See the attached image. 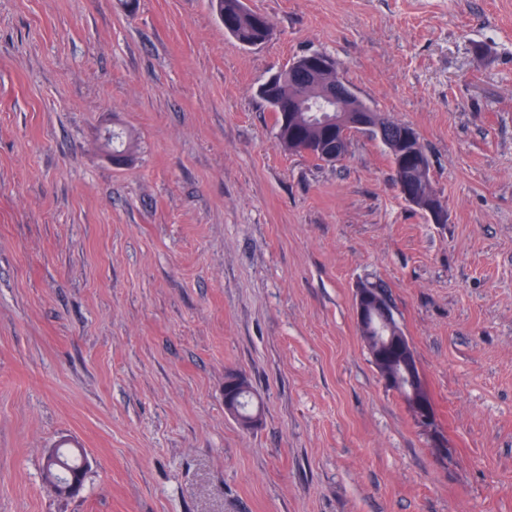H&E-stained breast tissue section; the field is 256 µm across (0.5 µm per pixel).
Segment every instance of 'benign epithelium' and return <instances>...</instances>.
I'll list each match as a JSON object with an SVG mask.
<instances>
[{
    "instance_id": "benign-epithelium-1",
    "label": "benign epithelium",
    "mask_w": 512,
    "mask_h": 512,
    "mask_svg": "<svg viewBox=\"0 0 512 512\" xmlns=\"http://www.w3.org/2000/svg\"><path fill=\"white\" fill-rule=\"evenodd\" d=\"M309 82L320 89V96L336 103L332 111L329 126L336 131L339 140L348 141L354 134H366L384 143L394 154L397 162L394 166L395 186L408 204L419 208L427 207V214L434 224H445V211L437 204L421 199V190L417 181V170L425 169L427 153L421 148L418 131L408 126L402 130L401 139L393 141L389 137V119L386 115L368 106L355 91L346 84L338 73V67L331 57L322 53H311L306 57L292 62ZM373 301L382 321L390 328L387 344L398 349L411 347L408 337L395 326L397 319L394 308L386 301L372 300L365 288H359L355 294V311L357 322L367 317L366 304ZM406 384L411 390L410 410L414 420L422 427L437 434L435 413L431 401L417 396V386L425 382L423 373L414 358H406Z\"/></svg>"
}]
</instances>
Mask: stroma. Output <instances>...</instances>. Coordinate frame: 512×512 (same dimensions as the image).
I'll return each instance as SVG.
<instances>
[{
  "label": "stroma",
  "mask_w": 512,
  "mask_h": 512,
  "mask_svg": "<svg viewBox=\"0 0 512 512\" xmlns=\"http://www.w3.org/2000/svg\"><path fill=\"white\" fill-rule=\"evenodd\" d=\"M246 3L254 48L210 0H0V512H512V0ZM313 51L418 131L447 223L379 140L277 147L256 90ZM369 283L447 455L371 361ZM61 443L71 495L42 474ZM216 15L218 10L234 22V35L241 44L258 46L269 40L273 27L262 14L249 10L242 0H211ZM225 15V16H224ZM219 19V17H218ZM220 21V19H219ZM369 288L370 292L373 293V291H378L386 299H388V301L392 303L391 296L387 288H385L383 285L372 284L368 285V288H357L354 303L358 323L363 322L367 317L366 304L368 301L373 300L371 294L367 292V289ZM373 304L376 307V310L381 320L389 325L390 333L387 328L381 326L376 321L369 319L364 326L361 327L358 325L365 346L368 349L369 354H371L375 347V338L377 337L378 339H382L386 336H389L386 346L391 345L392 347L401 349L404 345H406L407 349L409 350L413 357L405 358V379L407 386L411 390L410 413L414 421H418L423 428L429 429L432 434L439 437L435 423V413L433 411L431 401L429 399L424 400L422 397H417L418 384L422 382L426 388L425 378L418 367L408 337L404 336V334L398 328L400 326L395 317L394 308L392 307L393 304L391 305L390 303L382 300H373ZM394 323L396 324L397 327L395 326ZM226 398L237 410L240 423L244 429H253L261 418V405L255 401V395L246 376L241 374H229L224 381V405L226 406ZM234 408L229 410L236 415ZM258 412L257 421L253 425H248L242 420H251ZM54 451L58 463L52 469L43 472L45 480L58 494H71L84 478L85 468H82L81 454L78 459L63 452L61 448H54Z\"/></svg>",
  "instance_id": "1"
}]
</instances>
